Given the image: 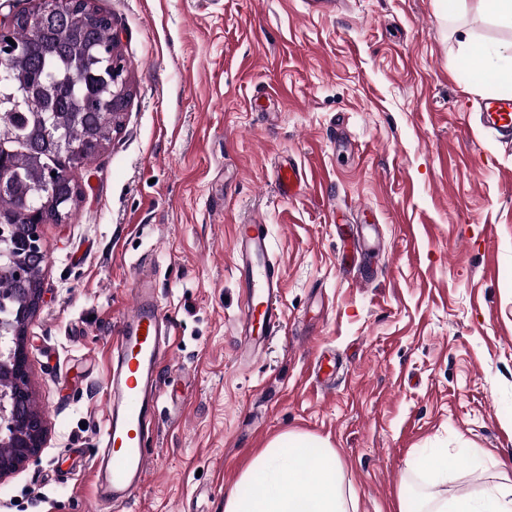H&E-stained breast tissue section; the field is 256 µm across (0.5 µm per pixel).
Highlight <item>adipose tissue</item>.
Listing matches in <instances>:
<instances>
[{"label":"adipose tissue","mask_w":512,"mask_h":512,"mask_svg":"<svg viewBox=\"0 0 512 512\" xmlns=\"http://www.w3.org/2000/svg\"><path fill=\"white\" fill-rule=\"evenodd\" d=\"M460 47L478 53L477 75L485 82H512V41L494 50L476 51L470 38ZM259 493H252V486ZM224 512H356L344 463L328 441L288 432L275 436L241 473L224 500ZM416 512H512V480L460 496L432 491L416 503Z\"/></svg>","instance_id":"1"}]
</instances>
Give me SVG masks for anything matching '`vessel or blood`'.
<instances>
[{
	"label": "vessel or blood",
	"mask_w": 512,
	"mask_h": 512,
	"mask_svg": "<svg viewBox=\"0 0 512 512\" xmlns=\"http://www.w3.org/2000/svg\"><path fill=\"white\" fill-rule=\"evenodd\" d=\"M480 115L486 128L512 142V95L487 99ZM276 180L280 194L289 196L300 188L303 171L288 159L279 167ZM233 251L240 292L239 353L249 360L261 353L266 341L282 326V274L270 257L263 224L247 221L238 225ZM169 333L170 321L159 301L152 273L138 268L132 303L112 342L106 425L93 464L98 502L126 503L146 481V447L155 428L161 396L159 367Z\"/></svg>",
	"instance_id": "obj_1"
}]
</instances>
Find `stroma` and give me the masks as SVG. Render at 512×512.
Masks as SVG:
<instances>
[{"mask_svg":"<svg viewBox=\"0 0 512 512\" xmlns=\"http://www.w3.org/2000/svg\"><path fill=\"white\" fill-rule=\"evenodd\" d=\"M125 60L123 126L72 173L85 199L41 234L43 302L26 330L49 434L0 481V512H93L90 460L112 338L148 263L172 323L149 476L111 512H224L274 436L327 440L358 512H398L446 456L448 495L512 479V145L484 129L498 85L461 78L512 40L439 0H95ZM305 180L284 197L282 158ZM264 223L284 324L238 358L232 239ZM378 229L341 263L361 225ZM495 273H487L488 259ZM336 358V389L316 364Z\"/></svg>","mask_w":512,"mask_h":512,"instance_id":"stroma-1","label":"stroma"}]
</instances>
